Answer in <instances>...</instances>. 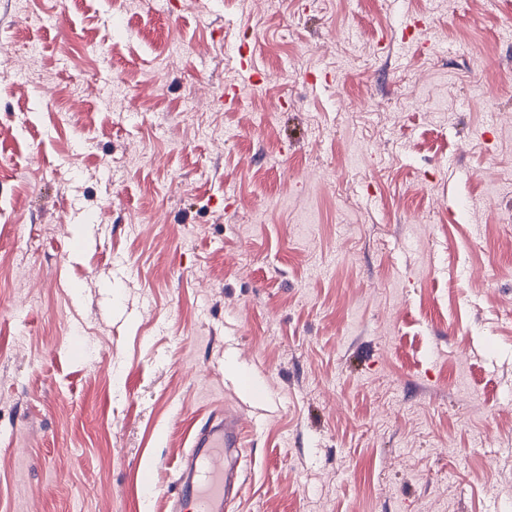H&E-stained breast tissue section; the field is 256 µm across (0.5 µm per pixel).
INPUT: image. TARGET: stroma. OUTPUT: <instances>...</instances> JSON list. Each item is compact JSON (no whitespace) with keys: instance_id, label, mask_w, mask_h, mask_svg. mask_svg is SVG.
I'll return each instance as SVG.
<instances>
[{"instance_id":"obj_1","label":"stroma","mask_w":512,"mask_h":512,"mask_svg":"<svg viewBox=\"0 0 512 512\" xmlns=\"http://www.w3.org/2000/svg\"><path fill=\"white\" fill-rule=\"evenodd\" d=\"M306 2L0 0V512H512V0ZM245 427L238 414L215 409L197 428L189 453L177 467L173 509L224 512L239 482Z\"/></svg>"}]
</instances>
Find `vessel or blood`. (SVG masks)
I'll return each mask as SVG.
<instances>
[{"mask_svg":"<svg viewBox=\"0 0 512 512\" xmlns=\"http://www.w3.org/2000/svg\"><path fill=\"white\" fill-rule=\"evenodd\" d=\"M245 427L238 414L213 410L177 467L175 512H225L239 482Z\"/></svg>","mask_w":512,"mask_h":512,"instance_id":"1","label":"vessel or blood"}]
</instances>
